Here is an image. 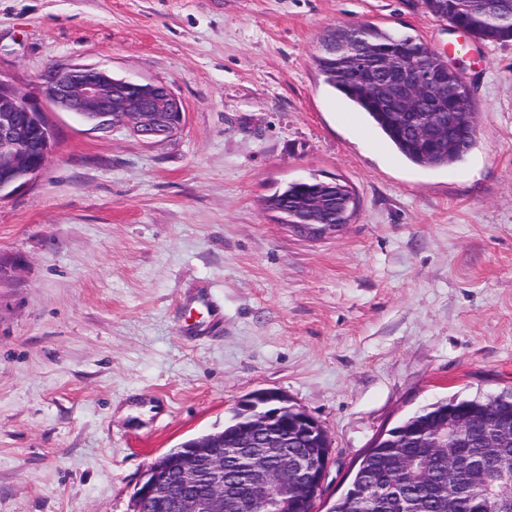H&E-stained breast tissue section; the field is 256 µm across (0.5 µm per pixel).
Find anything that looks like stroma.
Listing matches in <instances>:
<instances>
[{"instance_id":"stroma-1","label":"stroma","mask_w":512,"mask_h":512,"mask_svg":"<svg viewBox=\"0 0 512 512\" xmlns=\"http://www.w3.org/2000/svg\"><path fill=\"white\" fill-rule=\"evenodd\" d=\"M359 23L461 66V160L410 163L325 82L323 33ZM55 64L164 83L186 122L50 113L45 170L0 202V512H133L158 455L260 389L326 430V512L386 430L512 390V41L410 0H0V78L36 96ZM310 177L358 198L319 240L265 206Z\"/></svg>"}]
</instances>
